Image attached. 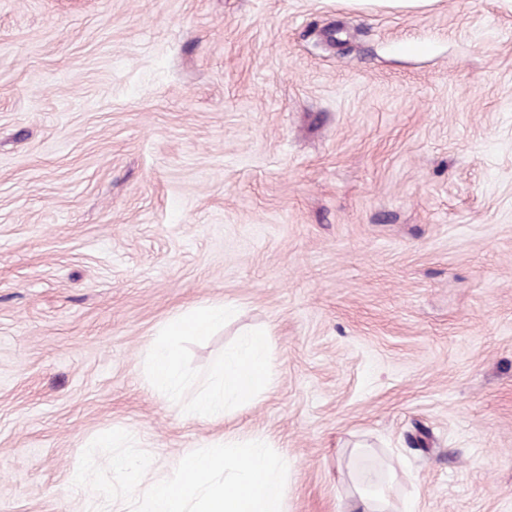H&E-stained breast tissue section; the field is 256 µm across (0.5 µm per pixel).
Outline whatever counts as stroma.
Masks as SVG:
<instances>
[{
	"mask_svg": "<svg viewBox=\"0 0 512 512\" xmlns=\"http://www.w3.org/2000/svg\"><path fill=\"white\" fill-rule=\"evenodd\" d=\"M113 429L152 478L265 439L286 512H512V0H0V512H109ZM226 305L204 306L169 320L147 346L153 386L162 392L176 391L185 379L176 341L181 336H207L230 315ZM239 348L224 353V359L213 368L214 387L204 393L195 406L201 418L224 417L227 402L243 404L249 401L264 385L268 373V358L264 339L268 336L255 333Z\"/></svg>",
	"mask_w": 512,
	"mask_h": 512,
	"instance_id": "35a3bbf8",
	"label": "stroma"
}]
</instances>
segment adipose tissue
<instances>
[{
    "instance_id": "adipose-tissue-1",
    "label": "adipose tissue",
    "mask_w": 512,
    "mask_h": 512,
    "mask_svg": "<svg viewBox=\"0 0 512 512\" xmlns=\"http://www.w3.org/2000/svg\"><path fill=\"white\" fill-rule=\"evenodd\" d=\"M229 314V307L222 304L199 307L169 320L147 346L153 386L166 393L176 391L185 379L177 339L186 335H208ZM267 373L265 341L249 337L215 364L214 387L198 399L195 406L197 415L216 419L223 416L228 402L242 404L249 401L264 385Z\"/></svg>"
}]
</instances>
